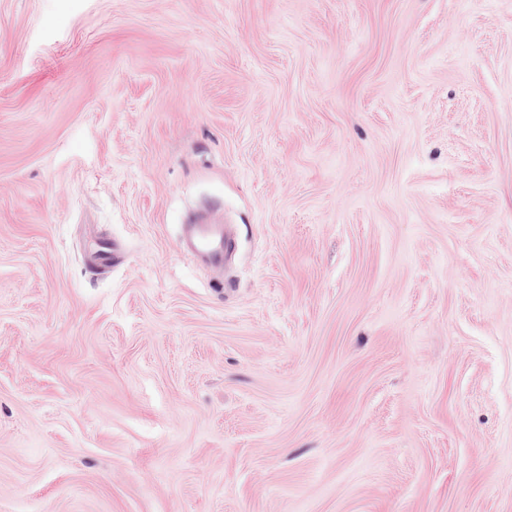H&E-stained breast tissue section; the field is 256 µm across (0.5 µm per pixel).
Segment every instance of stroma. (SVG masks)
Segmentation results:
<instances>
[{
	"mask_svg": "<svg viewBox=\"0 0 512 512\" xmlns=\"http://www.w3.org/2000/svg\"><path fill=\"white\" fill-rule=\"evenodd\" d=\"M0 512H512V0H0ZM182 251L202 256L210 264L222 266L235 250V242L222 224H194L185 228Z\"/></svg>",
	"mask_w": 512,
	"mask_h": 512,
	"instance_id": "35a3bbf8",
	"label": "stroma"
}]
</instances>
